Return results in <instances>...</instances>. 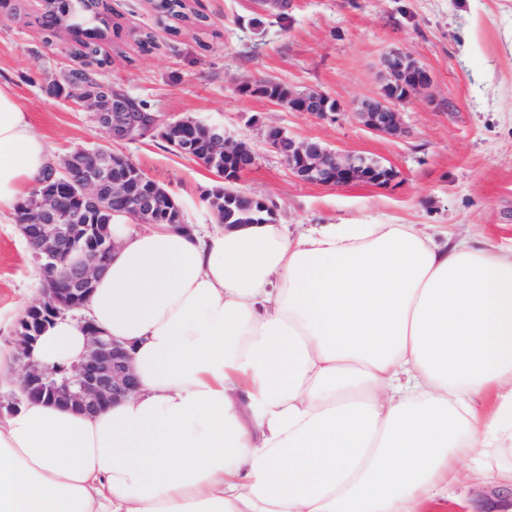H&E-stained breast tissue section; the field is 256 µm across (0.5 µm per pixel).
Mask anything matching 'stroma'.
Masks as SVG:
<instances>
[{
	"mask_svg": "<svg viewBox=\"0 0 512 512\" xmlns=\"http://www.w3.org/2000/svg\"><path fill=\"white\" fill-rule=\"evenodd\" d=\"M110 29L100 74L162 121L218 125L256 154L239 189L272 202L284 224H444L474 240L512 241V0H187L204 24L160 18L150 0H107ZM42 0L0 10V83L9 84L32 128L60 160L111 146L161 183L189 224H214L204 200L214 181L200 163L159 137L111 142L93 111L47 89L74 64L67 32L47 36ZM148 34L152 45L139 36ZM411 54L433 77L403 103L404 130L370 132L362 102L385 80L384 57ZM271 78L296 91L319 90L341 108L318 119L242 92ZM275 125L295 140L392 165L387 187L328 188L296 178L266 143ZM39 263L15 218L0 222V346L40 295Z\"/></svg>",
	"mask_w": 512,
	"mask_h": 512,
	"instance_id": "1",
	"label": "stroma"
}]
</instances>
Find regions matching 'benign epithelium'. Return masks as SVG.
<instances>
[{"label":"benign epithelium","instance_id":"benign-epithelium-1","mask_svg":"<svg viewBox=\"0 0 512 512\" xmlns=\"http://www.w3.org/2000/svg\"><path fill=\"white\" fill-rule=\"evenodd\" d=\"M386 83L381 95L366 102L356 112L361 124L368 130L396 135L403 130L400 105L413 94L427 90L432 82L430 73L409 54L396 50L383 60ZM73 101L90 107L97 121L112 138L124 141L139 140L141 136L157 135L176 152L188 155L202 164L214 181L237 183L256 161L249 144L235 139L224 128L206 126L209 151L198 156L195 145L185 131L195 125L193 120L159 122L153 118L143 123L145 112L127 110L133 98L102 87ZM330 98L317 90L293 94L288 109L304 112L321 119H334L341 108L330 112ZM265 140L284 159L288 169L299 179L325 187H343L366 183L379 187L390 185L395 177L393 167L379 160L367 161L360 154L337 152L317 141H297L281 127L264 130ZM127 166L124 156L97 148L78 150L53 165L39 191L31 199L30 207L40 215V221L21 229L28 249L35 258L53 257L64 273L43 281L41 297L28 306L16 321L14 332L18 361L26 368L21 391L29 397L45 393V372L29 364L31 350L38 340L27 335L28 323L42 322L49 326L60 314L84 302L91 292L95 276L111 260L116 245L109 229L91 223L92 213L119 206L140 224L153 223L157 210V184L141 170H135L126 179H116L113 171ZM152 184L153 192L140 190ZM89 344L83 361L73 369L72 379L77 389L68 383L55 386L50 398L87 412H94L110 402L119 401L131 393L138 380L131 367L128 350L115 340L106 339L94 326H87Z\"/></svg>","mask_w":512,"mask_h":512}]
</instances>
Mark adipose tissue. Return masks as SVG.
Returning a JSON list of instances; mask_svg holds the SVG:
<instances>
[{"label": "adipose tissue", "mask_w": 512, "mask_h": 512, "mask_svg": "<svg viewBox=\"0 0 512 512\" xmlns=\"http://www.w3.org/2000/svg\"><path fill=\"white\" fill-rule=\"evenodd\" d=\"M54 158L0 84V214ZM84 307L35 344L72 367L86 324L139 387L88 414L0 419V512H423L512 489V245L418 224H111Z\"/></svg>", "instance_id": "ef3b65f1"}]
</instances>
